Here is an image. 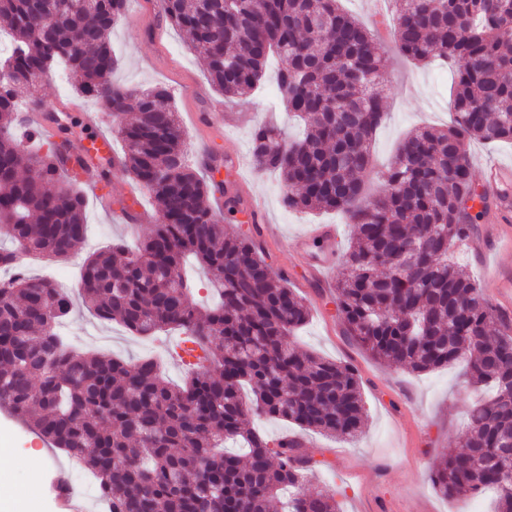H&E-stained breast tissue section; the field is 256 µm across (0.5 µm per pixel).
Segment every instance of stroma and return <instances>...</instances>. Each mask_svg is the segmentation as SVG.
I'll use <instances>...</instances> for the list:
<instances>
[{
  "label": "stroma",
  "mask_w": 512,
  "mask_h": 512,
  "mask_svg": "<svg viewBox=\"0 0 512 512\" xmlns=\"http://www.w3.org/2000/svg\"><path fill=\"white\" fill-rule=\"evenodd\" d=\"M159 0H128L126 16L113 28L111 43L121 58L113 80L128 88L162 84L169 88L180 114L188 159L199 169L223 163L225 157L240 158L242 186H228L219 201L234 209L244 231L258 236L273 272L288 270L292 288L311 304L306 324L292 338L300 349L321 357L350 363L361 380L367 409V424L351 444L315 432L306 444L317 466L311 484L334 492L340 512H493L496 496L486 492L471 499L443 496L433 485L430 472L435 460L460 447L469 404L480 391L465 382V363L430 373H410L391 368L351 344L343 334L336 315L334 292L319 293L304 282L306 268L301 262L297 239L324 225L335 226L340 247H347L352 233L343 215L334 212L301 213L286 209L281 201L284 185L278 176L258 171L250 153L255 125L275 122L297 134L298 127L275 101V81L266 79L253 96L235 103L209 83L205 65L188 48V39L159 16ZM385 61L380 87L387 98V116L372 139L375 169L366 177L369 193L382 190L378 170L392 160L407 133L415 128H443L450 124V91L453 70L439 61L416 63L398 56L393 41L377 40ZM56 114L94 116L87 130L76 131L73 149L87 145L99 134H112L117 118L90 99L79 97L70 81L56 76L38 83L33 90ZM224 107V128L205 125L201 114L213 104ZM85 191L88 220L87 239L79 253L65 262L43 257L27 260L24 270L32 276L53 280L65 273L79 280L85 259L97 249L114 243L134 247L144 230L116 221L98 201L111 194L113 200H129L132 186L122 174L103 182L97 168L78 177ZM260 194L266 204V230L258 232L249 223L246 196ZM61 333L77 350H96L128 362L156 359L165 377L182 384L188 368L180 358L184 336L172 331L151 338L133 336L119 323H105L83 306H75L64 319Z\"/></svg>",
  "instance_id": "stroma-1"
}]
</instances>
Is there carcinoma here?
Segmentation results:
<instances>
[{
	"mask_svg": "<svg viewBox=\"0 0 512 512\" xmlns=\"http://www.w3.org/2000/svg\"><path fill=\"white\" fill-rule=\"evenodd\" d=\"M338 2L160 0V11L228 100L255 91L277 62V96L303 122V136L290 143L279 126L259 125L252 157L281 177L286 208L338 212L355 225L336 278L344 335L414 373L466 360L469 379L493 394L471 405L461 449L441 456L431 479L452 498L494 489L496 512H512V323L449 257L475 228L468 143L512 142V0H394L398 52L458 65L454 119L405 138L377 195L366 193L364 176L386 116L384 61L373 33ZM126 3L0 0V33L11 37L0 55V239L15 245L0 251V268L28 253L65 261L85 241V195L54 165L86 166L70 151L79 122L55 119L59 143L31 131L37 148L14 132L18 113L48 111L26 90L63 69L79 96L124 119L121 154L98 159L103 178H130L158 216L136 249L113 245L85 260L79 297L99 320L139 337L181 329L188 352L202 355L175 387L152 359L77 352L55 331L75 299L17 272L0 279V408L87 469L108 512H269L285 488L296 493L284 512H339L334 494L308 483L316 461L299 435L272 443L245 420L283 419L352 442L366 419L359 380L290 344L310 302L210 207L224 183L188 163L168 88L112 81L119 58L109 31ZM188 255L218 294L206 309L181 273ZM230 440L245 452L224 450Z\"/></svg>",
	"mask_w": 512,
	"mask_h": 512,
	"instance_id": "obj_1",
	"label": "carcinoma"
}]
</instances>
